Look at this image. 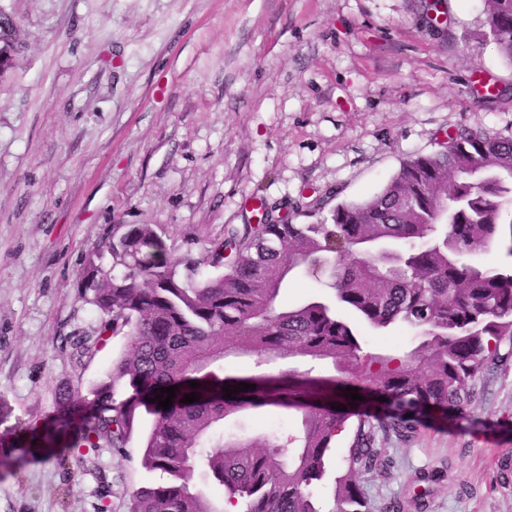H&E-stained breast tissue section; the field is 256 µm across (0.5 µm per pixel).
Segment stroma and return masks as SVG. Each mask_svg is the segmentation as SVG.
Returning a JSON list of instances; mask_svg holds the SVG:
<instances>
[{
    "label": "stroma",
    "instance_id": "35a3bbf8",
    "mask_svg": "<svg viewBox=\"0 0 512 512\" xmlns=\"http://www.w3.org/2000/svg\"><path fill=\"white\" fill-rule=\"evenodd\" d=\"M23 43L0 75V512H130L166 480L123 451L44 435L126 344L78 294L89 251L152 224L211 271L248 200L305 223L303 195L359 201L445 132L512 136V62L481 0H0ZM495 79L497 101L474 94ZM366 512H512V356L469 405L377 438Z\"/></svg>",
    "mask_w": 512,
    "mask_h": 512
}]
</instances>
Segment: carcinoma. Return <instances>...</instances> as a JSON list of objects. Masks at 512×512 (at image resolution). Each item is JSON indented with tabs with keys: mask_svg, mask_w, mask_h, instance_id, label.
I'll use <instances>...</instances> for the list:
<instances>
[{
	"mask_svg": "<svg viewBox=\"0 0 512 512\" xmlns=\"http://www.w3.org/2000/svg\"><path fill=\"white\" fill-rule=\"evenodd\" d=\"M483 2L489 35L512 62V0ZM18 44V22L0 7V73ZM337 197L296 204L308 216L328 213L317 222L294 224L266 209L263 223L228 228L211 244L213 264L226 260L219 274L181 275L183 260L151 224L118 225L110 244L87 256L85 267L102 275L80 289L102 314L97 335L122 333L127 343L108 381L78 401L61 399L59 422L78 429L84 447L121 449L140 414L153 416L142 464L167 479L134 492L131 512H224L226 501L243 512H365L352 473L384 465L375 433L405 438L424 416L462 411L470 382L503 359V346L512 351V268L474 259L504 245L512 256V137L458 128L435 152L407 159L374 195ZM298 276L325 292L283 302ZM361 325L407 326L419 342L402 353H365ZM230 356L308 368L222 376ZM120 381L131 393L118 402ZM241 382L256 388L224 398L222 387ZM172 385L170 408L148 402ZM348 387L381 415L333 409L351 400ZM191 392L199 401L181 402ZM266 406L299 413V426L283 437L226 424ZM353 417L350 465L327 511L312 487ZM197 477L225 499L207 495Z\"/></svg>",
	"mask_w": 512,
	"mask_h": 512,
	"instance_id": "cac0c4a2",
	"label": "carcinoma"
}]
</instances>
